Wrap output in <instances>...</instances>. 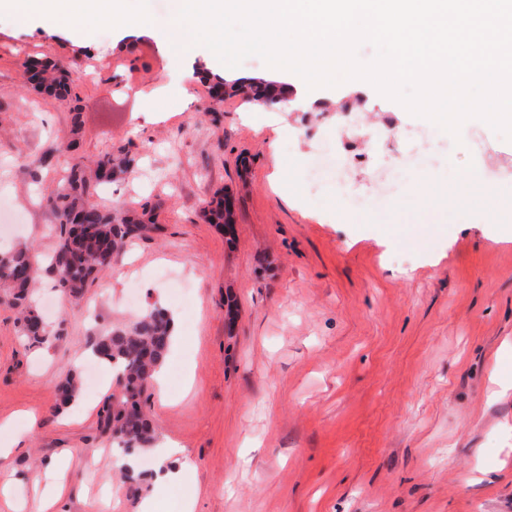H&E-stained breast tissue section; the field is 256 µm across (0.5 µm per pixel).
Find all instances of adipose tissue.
Masks as SVG:
<instances>
[{"instance_id": "obj_1", "label": "adipose tissue", "mask_w": 512, "mask_h": 512, "mask_svg": "<svg viewBox=\"0 0 512 512\" xmlns=\"http://www.w3.org/2000/svg\"><path fill=\"white\" fill-rule=\"evenodd\" d=\"M20 22L33 19L66 28L78 29L104 20L119 22L128 30L143 28L147 19L129 9L127 0H0V15ZM153 482L164 488L184 478L192 463L178 442L166 441L155 450Z\"/></svg>"}]
</instances>
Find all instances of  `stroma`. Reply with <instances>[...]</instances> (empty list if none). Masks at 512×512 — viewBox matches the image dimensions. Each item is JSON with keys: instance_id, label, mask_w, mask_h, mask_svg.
<instances>
[{"instance_id": "stroma-1", "label": "stroma", "mask_w": 512, "mask_h": 512, "mask_svg": "<svg viewBox=\"0 0 512 512\" xmlns=\"http://www.w3.org/2000/svg\"><path fill=\"white\" fill-rule=\"evenodd\" d=\"M145 28L86 34L0 16V198L22 214L0 250L51 248L39 199L79 160L126 150L137 166L101 186L103 208L157 206L136 241L65 307L50 277L33 300L63 338L26 347L0 307V512H43L68 463L62 512H141L97 413L58 412L54 389L122 318L137 282L184 327L154 388L161 438L193 462L155 512H512V141L482 123V149L423 125L363 80L310 102L217 101L218 80L297 75L258 57L230 69L167 38L174 0H133ZM75 62L79 100L26 87L25 60ZM282 130L274 139V130ZM477 170L479 181L467 179ZM233 224L206 223L216 191Z\"/></svg>"}]
</instances>
